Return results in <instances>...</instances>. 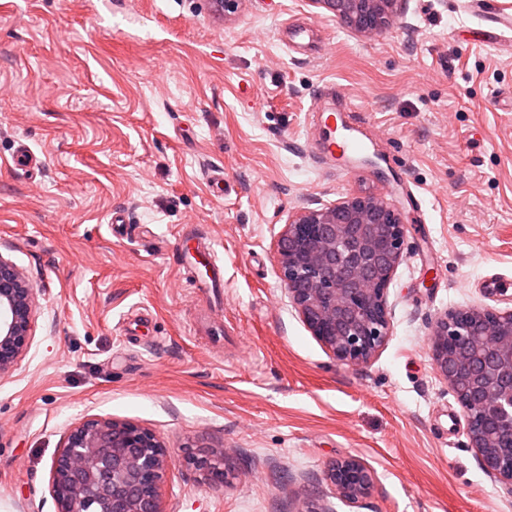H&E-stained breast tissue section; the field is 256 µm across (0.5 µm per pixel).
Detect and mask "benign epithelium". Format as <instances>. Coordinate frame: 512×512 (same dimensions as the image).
Listing matches in <instances>:
<instances>
[{
	"instance_id": "obj_1",
	"label": "benign epithelium",
	"mask_w": 512,
	"mask_h": 512,
	"mask_svg": "<svg viewBox=\"0 0 512 512\" xmlns=\"http://www.w3.org/2000/svg\"><path fill=\"white\" fill-rule=\"evenodd\" d=\"M366 35L389 26L402 0H311ZM400 215L379 198L352 196L299 211L277 243L282 280L299 315L336 361L368 363L389 335L387 291L404 251ZM35 293L25 275L0 255V375L26 355ZM436 366L466 414L471 447L484 468L512 486V309L450 311L433 327ZM188 462L214 482L236 478L220 448ZM170 468L163 442L150 430L111 419L71 429L51 468L58 512H164ZM338 498L370 497L375 471L347 455L326 470Z\"/></svg>"
}]
</instances>
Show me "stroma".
Instances as JSON below:
<instances>
[{
  "instance_id": "stroma-1",
  "label": "stroma",
  "mask_w": 512,
  "mask_h": 512,
  "mask_svg": "<svg viewBox=\"0 0 512 512\" xmlns=\"http://www.w3.org/2000/svg\"><path fill=\"white\" fill-rule=\"evenodd\" d=\"M308 25L292 43L288 22ZM470 0H407L366 36L310 0H0V255L36 293L34 337L0 376V512H57L51 465L89 419L136 423L169 449L168 512H512L438 372L445 313L512 309V45L477 40ZM369 120L357 176L321 170L313 108ZM402 217L389 336L363 366L316 339L280 277L289 214L350 196ZM224 271L209 300L179 235ZM200 441L237 478L186 461ZM376 472L352 505L325 477ZM326 479L338 498L356 504L370 497L377 484L375 471L361 458L347 455L336 459L326 470Z\"/></svg>"
}]
</instances>
